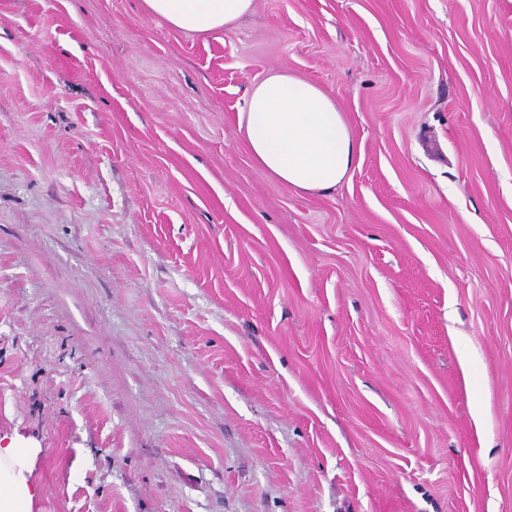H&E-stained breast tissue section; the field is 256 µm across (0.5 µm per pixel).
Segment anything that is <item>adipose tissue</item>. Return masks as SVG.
<instances>
[{"label":"adipose tissue","instance_id":"ef3b65f1","mask_svg":"<svg viewBox=\"0 0 512 512\" xmlns=\"http://www.w3.org/2000/svg\"><path fill=\"white\" fill-rule=\"evenodd\" d=\"M148 13L189 32L231 29L254 0H143ZM238 128L256 165L283 185L315 193L349 172L355 143L334 100L321 88L285 73L265 78L250 93ZM34 449L0 445V512H28L38 490L30 483Z\"/></svg>","mask_w":512,"mask_h":512}]
</instances>
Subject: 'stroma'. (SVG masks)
Returning a JSON list of instances; mask_svg holds the SVG:
<instances>
[{
	"instance_id": "stroma-1",
	"label": "stroma",
	"mask_w": 512,
	"mask_h": 512,
	"mask_svg": "<svg viewBox=\"0 0 512 512\" xmlns=\"http://www.w3.org/2000/svg\"><path fill=\"white\" fill-rule=\"evenodd\" d=\"M279 72L327 192L243 146ZM0 442L30 512H512V0H0ZM148 13L189 32L231 29L252 12L254 0H143ZM237 120L255 164L297 191L332 189L353 164L355 143L336 103L302 78L268 76L251 91ZM33 448L0 443V511L28 512L38 494L26 473L30 472Z\"/></svg>"
}]
</instances>
